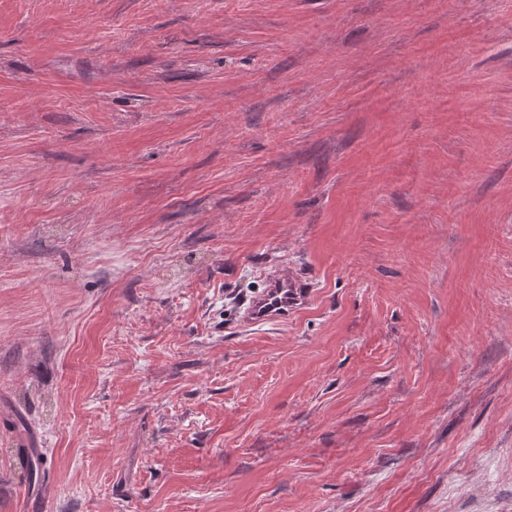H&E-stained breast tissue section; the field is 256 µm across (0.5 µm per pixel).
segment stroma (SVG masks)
Instances as JSON below:
<instances>
[{"instance_id": "1", "label": "stroma", "mask_w": 512, "mask_h": 512, "mask_svg": "<svg viewBox=\"0 0 512 512\" xmlns=\"http://www.w3.org/2000/svg\"><path fill=\"white\" fill-rule=\"evenodd\" d=\"M0 512H512V0H0ZM306 288L288 272L270 276L261 292L242 303L243 319L251 324L286 322L308 300Z\"/></svg>"}]
</instances>
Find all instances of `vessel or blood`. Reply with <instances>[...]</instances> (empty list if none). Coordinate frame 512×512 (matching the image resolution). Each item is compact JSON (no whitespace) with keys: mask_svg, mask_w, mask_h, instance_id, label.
Returning <instances> with one entry per match:
<instances>
[{"mask_svg":"<svg viewBox=\"0 0 512 512\" xmlns=\"http://www.w3.org/2000/svg\"><path fill=\"white\" fill-rule=\"evenodd\" d=\"M308 299V291L301 279L288 273L270 276L264 289L245 300L243 318L252 324L284 322Z\"/></svg>","mask_w":512,"mask_h":512,"instance_id":"obj_1","label":"vessel or blood"}]
</instances>
